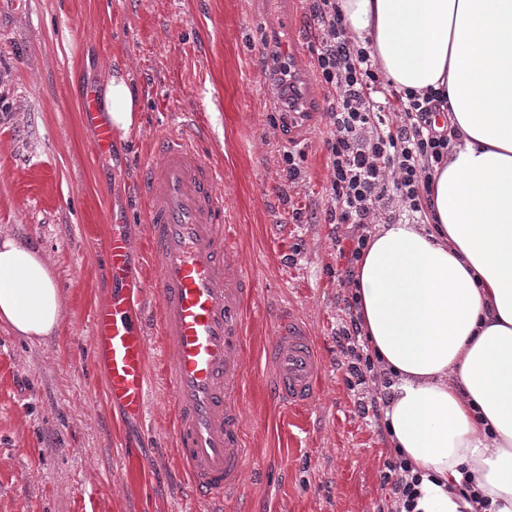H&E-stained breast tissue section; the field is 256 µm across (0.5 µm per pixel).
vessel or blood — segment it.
Wrapping results in <instances>:
<instances>
[{"mask_svg":"<svg viewBox=\"0 0 512 512\" xmlns=\"http://www.w3.org/2000/svg\"><path fill=\"white\" fill-rule=\"evenodd\" d=\"M81 112L95 125L94 151H108L112 129L100 120L94 94L83 98ZM198 136L186 125L167 132L144 165L139 194L151 269L133 263L137 243L126 225H109L101 240L112 294L91 313L92 354L110 405L139 424L148 411L149 361L158 360L180 468L203 512H223L240 496L247 472L241 418L250 380L243 358L255 289L232 213L216 190L223 172L198 147ZM148 293L155 300L149 313L142 306ZM269 357L279 404L297 414L317 410L324 366L301 315L279 318ZM149 467L122 455L126 482L141 480Z\"/></svg>","mask_w":512,"mask_h":512,"instance_id":"obj_1","label":"vessel or blood"}]
</instances>
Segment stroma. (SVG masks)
<instances>
[{
    "mask_svg": "<svg viewBox=\"0 0 512 512\" xmlns=\"http://www.w3.org/2000/svg\"><path fill=\"white\" fill-rule=\"evenodd\" d=\"M294 10L295 28L280 15ZM303 53L297 109L277 93L284 50ZM307 0H0V239L39 246L62 300L54 334L28 340L0 321V512H194L171 446L167 390L153 374L146 427L124 423L90 363V310L111 291L91 224L129 225L145 242L136 190L143 160L181 121L224 170L242 261L256 281L242 418L250 457L227 512H394L382 483L383 421L359 413L349 356L350 287L337 276L324 140L326 90L311 64ZM129 74L140 128L93 154L80 121L85 90L112 68ZM295 158L289 175L285 155ZM311 325L325 363L322 411L288 414L269 395L266 349L279 312ZM153 464L142 483L121 476L124 442Z\"/></svg>",
    "mask_w": 512,
    "mask_h": 512,
    "instance_id": "35a3bbf8",
    "label": "stroma"
}]
</instances>
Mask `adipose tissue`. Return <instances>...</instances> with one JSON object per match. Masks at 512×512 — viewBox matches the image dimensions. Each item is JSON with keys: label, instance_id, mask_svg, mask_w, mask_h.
Wrapping results in <instances>:
<instances>
[{"label": "adipose tissue", "instance_id": "1", "mask_svg": "<svg viewBox=\"0 0 512 512\" xmlns=\"http://www.w3.org/2000/svg\"><path fill=\"white\" fill-rule=\"evenodd\" d=\"M384 80L447 98L448 160L423 224H380L356 263L357 314L389 382L391 448L420 478L414 512H512V0H340ZM120 139L137 122L127 75L104 82ZM61 300L38 247L0 240V320L54 333ZM475 482L488 508L458 492Z\"/></svg>", "mask_w": 512, "mask_h": 512}]
</instances>
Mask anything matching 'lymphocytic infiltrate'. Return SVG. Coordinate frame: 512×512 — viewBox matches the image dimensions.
Masks as SVG:
<instances>
[{
    "label": "lymphocytic infiltrate",
    "mask_w": 512,
    "mask_h": 512,
    "mask_svg": "<svg viewBox=\"0 0 512 512\" xmlns=\"http://www.w3.org/2000/svg\"><path fill=\"white\" fill-rule=\"evenodd\" d=\"M310 11L318 43L312 67L327 91L328 221L352 227L338 249L346 261L342 274L349 279L367 245L365 225L383 218L398 223V207L422 212V183L448 155L447 130L437 123L444 102L437 92L404 93L385 82L371 47L357 44L346 30L338 0H311ZM344 305L352 317L336 341L355 358L349 374L366 391L360 405L365 416L378 412L386 394L369 380L374 365L364 354L361 323L354 315L357 301L348 297ZM382 479L389 483L399 512H412L420 478L408 460L399 456L386 462Z\"/></svg>",
    "instance_id": "1"
}]
</instances>
